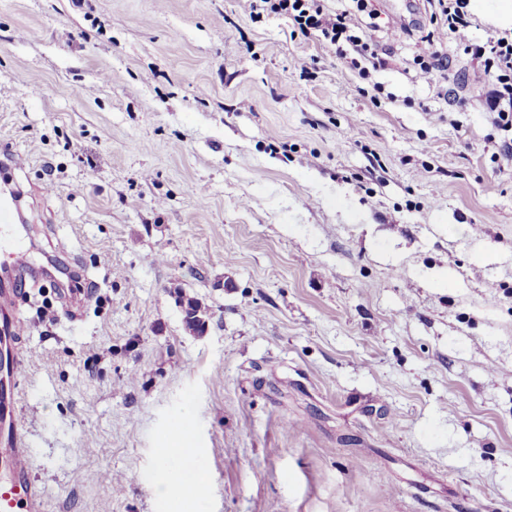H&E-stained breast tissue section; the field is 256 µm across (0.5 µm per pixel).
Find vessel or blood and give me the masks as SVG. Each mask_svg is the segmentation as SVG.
<instances>
[{
  "instance_id": "vessel-or-blood-1",
  "label": "vessel or blood",
  "mask_w": 512,
  "mask_h": 512,
  "mask_svg": "<svg viewBox=\"0 0 512 512\" xmlns=\"http://www.w3.org/2000/svg\"><path fill=\"white\" fill-rule=\"evenodd\" d=\"M20 201L18 190L0 183V249L8 251L0 270L17 278L33 265L29 249L11 235L21 221ZM18 293L15 287L0 289V351L7 356L0 369V512H43V488L30 471L29 443L18 421L16 383L25 365L12 320Z\"/></svg>"
}]
</instances>
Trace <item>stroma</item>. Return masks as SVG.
Segmentation results:
<instances>
[{"label": "stroma", "mask_w": 512, "mask_h": 512, "mask_svg": "<svg viewBox=\"0 0 512 512\" xmlns=\"http://www.w3.org/2000/svg\"><path fill=\"white\" fill-rule=\"evenodd\" d=\"M416 2L428 82L241 0H0L21 235L95 284L16 305L45 512H512V156ZM177 296L183 309L187 312L184 319L187 329L194 333H201V322L196 317V313L200 310L201 316H203V312H205V316H207V308L204 306L202 307V304L197 300V298L183 292L182 290L177 291Z\"/></svg>", "instance_id": "35a3bbf8"}]
</instances>
